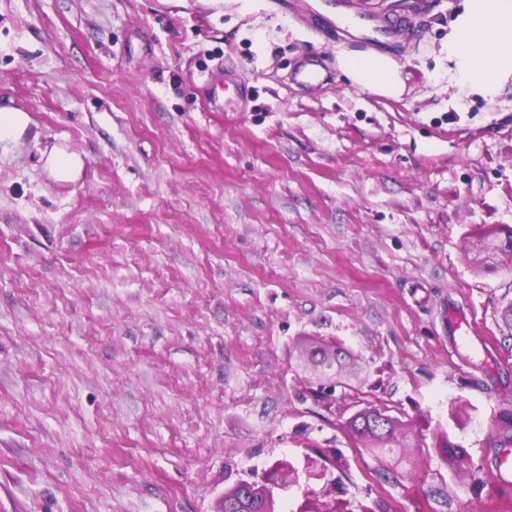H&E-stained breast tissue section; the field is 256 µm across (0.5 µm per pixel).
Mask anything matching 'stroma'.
Returning a JSON list of instances; mask_svg holds the SVG:
<instances>
[{
	"label": "stroma",
	"instance_id": "1",
	"mask_svg": "<svg viewBox=\"0 0 512 512\" xmlns=\"http://www.w3.org/2000/svg\"><path fill=\"white\" fill-rule=\"evenodd\" d=\"M461 0L353 85L336 29L377 0H0V512H219L242 474L310 456L354 512H512V81L452 94ZM321 66L304 86L294 73ZM239 99L215 111L213 82ZM85 163L55 181L44 152ZM473 324L490 361L448 339ZM352 358L335 388L306 352ZM385 406L404 476L349 421ZM340 64L354 85L389 98L401 93L399 68L388 56L350 50L341 57ZM29 124L30 117L26 112L0 108V148L1 144L7 148L27 130ZM494 469L498 483H512V448L511 444L504 443L501 448H495L489 460Z\"/></svg>",
	"mask_w": 512,
	"mask_h": 512
}]
</instances>
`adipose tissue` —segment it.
Returning <instances> with one entry per match:
<instances>
[{
  "label": "adipose tissue",
  "instance_id": "ef3b65f1",
  "mask_svg": "<svg viewBox=\"0 0 512 512\" xmlns=\"http://www.w3.org/2000/svg\"><path fill=\"white\" fill-rule=\"evenodd\" d=\"M442 52L449 86L495 100L512 80V0H462ZM340 64L354 85L389 98L401 93L390 57L350 50Z\"/></svg>",
  "mask_w": 512,
  "mask_h": 512
}]
</instances>
